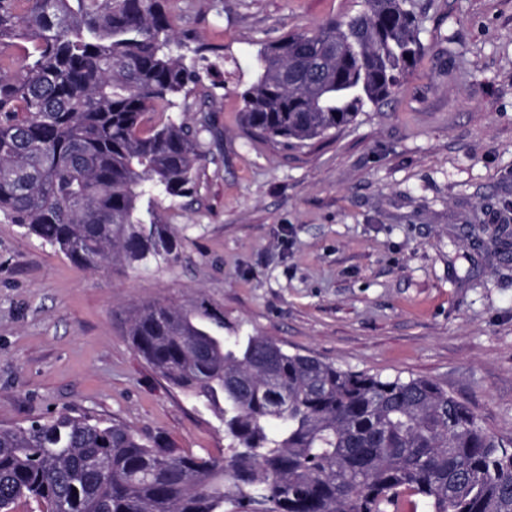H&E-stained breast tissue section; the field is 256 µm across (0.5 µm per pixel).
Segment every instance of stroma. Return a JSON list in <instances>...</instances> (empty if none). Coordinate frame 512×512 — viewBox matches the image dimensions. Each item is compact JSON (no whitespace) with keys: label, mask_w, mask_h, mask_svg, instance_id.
<instances>
[{"label":"stroma","mask_w":512,"mask_h":512,"mask_svg":"<svg viewBox=\"0 0 512 512\" xmlns=\"http://www.w3.org/2000/svg\"><path fill=\"white\" fill-rule=\"evenodd\" d=\"M426 48L398 93L304 142L239 121L260 47L362 0H172L220 48L207 161L156 207L181 259L88 273L0 215V426L86 413L219 456L212 413L155 373L129 311L203 298L225 335L345 370L433 380L512 440V0H413Z\"/></svg>","instance_id":"35a3bbf8"}]
</instances>
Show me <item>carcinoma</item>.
<instances>
[{"label":"carcinoma","mask_w":512,"mask_h":512,"mask_svg":"<svg viewBox=\"0 0 512 512\" xmlns=\"http://www.w3.org/2000/svg\"><path fill=\"white\" fill-rule=\"evenodd\" d=\"M167 2L0 0V214L86 272L181 258L153 204L186 195L204 165L206 101L195 126L146 117L172 111L217 62L180 35ZM424 53L411 0H364L261 47L241 123L319 138L395 96ZM126 336L214 414L227 453L185 454L87 414L1 426L0 512L22 498L39 512H390L418 499L429 512H512V442L432 380L226 336L197 300L137 307Z\"/></svg>","instance_id":"obj_1"}]
</instances>
